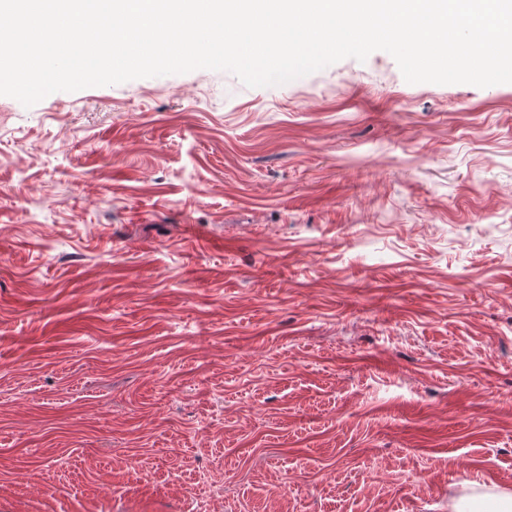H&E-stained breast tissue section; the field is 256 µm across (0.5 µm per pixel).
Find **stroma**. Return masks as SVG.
<instances>
[{
  "label": "stroma",
  "instance_id": "35a3bbf8",
  "mask_svg": "<svg viewBox=\"0 0 512 512\" xmlns=\"http://www.w3.org/2000/svg\"><path fill=\"white\" fill-rule=\"evenodd\" d=\"M512 487V84L387 52L0 96V512H448ZM512 490L470 481L448 497V512H511Z\"/></svg>",
  "mask_w": 512,
  "mask_h": 512
}]
</instances>
